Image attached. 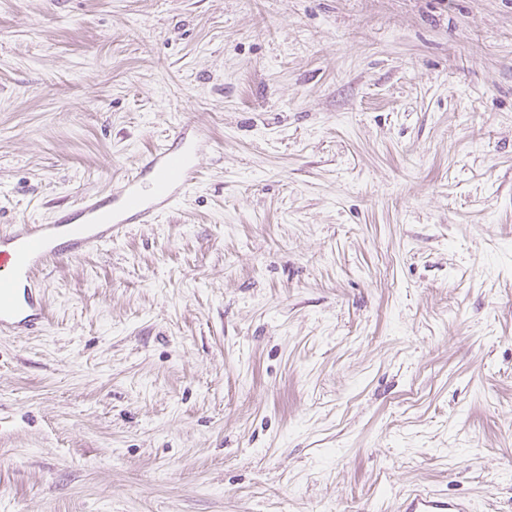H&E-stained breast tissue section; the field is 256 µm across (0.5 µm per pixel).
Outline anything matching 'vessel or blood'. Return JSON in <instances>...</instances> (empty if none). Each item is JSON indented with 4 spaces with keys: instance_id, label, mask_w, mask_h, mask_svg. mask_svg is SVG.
<instances>
[{
    "instance_id": "b4317fda",
    "label": "vessel or blood",
    "mask_w": 512,
    "mask_h": 512,
    "mask_svg": "<svg viewBox=\"0 0 512 512\" xmlns=\"http://www.w3.org/2000/svg\"><path fill=\"white\" fill-rule=\"evenodd\" d=\"M186 127L171 141L148 152L134 175L114 181L106 197L85 196L72 205L67 218L50 224H14L0 232V335L23 336L48 321L47 302L39 275L50 264L97 252L120 238L128 225L152 223L189 191L197 166ZM157 174L152 200H144L141 184ZM405 512H473L463 499L443 500L412 490Z\"/></svg>"
}]
</instances>
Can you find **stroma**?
Segmentation results:
<instances>
[{"instance_id":"1","label":"stroma","mask_w":512,"mask_h":512,"mask_svg":"<svg viewBox=\"0 0 512 512\" xmlns=\"http://www.w3.org/2000/svg\"><path fill=\"white\" fill-rule=\"evenodd\" d=\"M185 123L0 335V512H512V0H0V230ZM406 512H472L470 502L464 499L442 500L420 489H413L406 500Z\"/></svg>"}]
</instances>
